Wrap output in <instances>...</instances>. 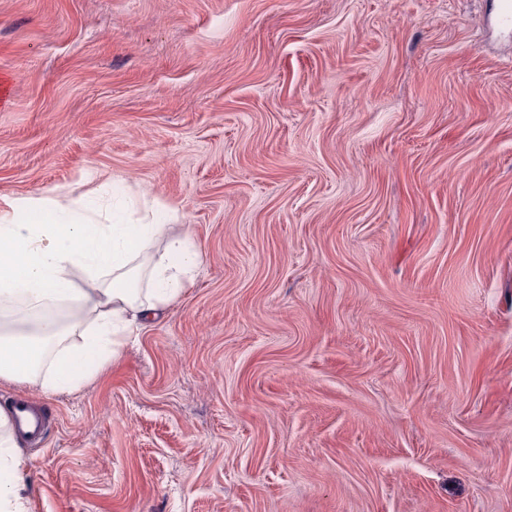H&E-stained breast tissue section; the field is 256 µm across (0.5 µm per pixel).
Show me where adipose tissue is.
Listing matches in <instances>:
<instances>
[{
	"mask_svg": "<svg viewBox=\"0 0 512 512\" xmlns=\"http://www.w3.org/2000/svg\"><path fill=\"white\" fill-rule=\"evenodd\" d=\"M90 196L22 197L0 208V380L41 378L49 391L77 387L118 357L127 335L192 284L200 262L185 234L155 211L131 222L126 204L94 221ZM88 276L78 287L74 271ZM0 412V512L26 497L23 460Z\"/></svg>",
	"mask_w": 512,
	"mask_h": 512,
	"instance_id": "obj_1",
	"label": "adipose tissue"
}]
</instances>
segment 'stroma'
Wrapping results in <instances>:
<instances>
[{
    "instance_id": "1",
    "label": "stroma",
    "mask_w": 512,
    "mask_h": 512,
    "mask_svg": "<svg viewBox=\"0 0 512 512\" xmlns=\"http://www.w3.org/2000/svg\"><path fill=\"white\" fill-rule=\"evenodd\" d=\"M492 0H0V201L188 227L194 285L19 453L25 512H512Z\"/></svg>"
}]
</instances>
